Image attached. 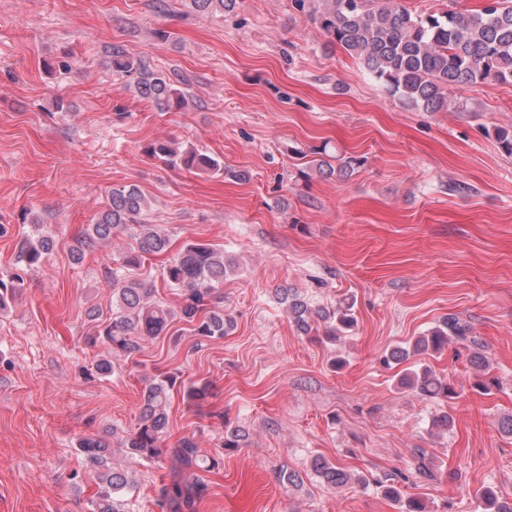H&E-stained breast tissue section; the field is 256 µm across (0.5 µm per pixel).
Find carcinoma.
I'll return each instance as SVG.
<instances>
[{
  "mask_svg": "<svg viewBox=\"0 0 512 512\" xmlns=\"http://www.w3.org/2000/svg\"><path fill=\"white\" fill-rule=\"evenodd\" d=\"M301 10H308L311 21L353 58L359 59L372 77L383 83L403 102L424 112L453 109L469 111L468 102L452 97V91L463 86L512 85V0H485L476 10L450 9L441 14H421L410 10L403 0H294ZM200 11L224 12L235 6V0H192ZM112 71L134 79V86L143 99L161 112L179 111L185 107L186 93L176 87L163 71L141 59H134L118 46L112 47ZM146 152L169 168L224 173V164L217 158L190 146H176L166 141L150 144ZM360 164L349 157L337 165L322 160L318 165L324 177L343 178ZM150 210L147 198L136 185L112 189L106 208L89 225L72 251L81 259L84 251L124 234L136 226L140 229L136 245L123 252L115 265L104 267L103 276L112 287V320L95 325L86 342L107 349L92 364L90 373L98 379L112 375V354L131 358L150 340L169 335L177 320L191 324L198 340L222 338L234 327V318L212 307L214 291L224 282L231 263L224 259V249L202 242H187L173 263L166 269L165 282L179 292L176 309L157 297L153 282L140 276L146 260L164 253L169 236L162 228L148 223ZM54 239L42 235L26 240L21 248V261L28 266L41 264L53 249ZM23 285L16 274L9 281L0 279V310L7 307ZM280 301L286 305L296 328L308 335L313 331L312 317L323 323V338L335 342L356 326L352 302L344 299L331 310L312 309L297 292L282 288ZM470 341V325L456 315L440 320L413 343L392 348L381 363H400L414 355L440 353L448 344ZM177 378L158 373L151 377L140 396V419L137 427L120 440L123 454L154 463L170 459L181 475L158 489V503L169 512H193L194 505L207 493L208 486L197 475L219 465L218 456L200 452L194 437L181 438L172 448L163 444L169 422L170 393ZM399 384L411 388L428 400L456 397L455 386L423 365L403 373ZM211 384L194 382L184 387L188 402L196 407L209 398ZM79 451L98 469L93 512H124L123 498L136 487L131 471L114 460L111 442L102 436L84 437L77 443ZM426 452L414 449L417 465L415 477L432 480L435 474L425 463ZM312 472L323 484L344 487L363 483L355 476L321 455L311 460ZM399 474H387L375 483L385 497L402 502V512H429L423 499L401 500L397 488ZM484 512H512V505L499 504L495 492H481Z\"/></svg>",
  "mask_w": 512,
  "mask_h": 512,
  "instance_id": "obj_1",
  "label": "carcinoma"
}]
</instances>
